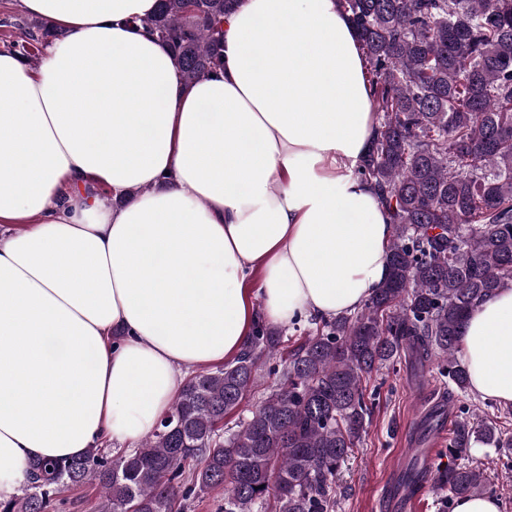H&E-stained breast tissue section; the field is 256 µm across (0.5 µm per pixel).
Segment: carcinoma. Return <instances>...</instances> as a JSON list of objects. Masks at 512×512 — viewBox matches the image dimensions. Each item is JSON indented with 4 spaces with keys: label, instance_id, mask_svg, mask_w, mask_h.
Returning a JSON list of instances; mask_svg holds the SVG:
<instances>
[{
    "label": "carcinoma",
    "instance_id": "obj_1",
    "mask_svg": "<svg viewBox=\"0 0 512 512\" xmlns=\"http://www.w3.org/2000/svg\"><path fill=\"white\" fill-rule=\"evenodd\" d=\"M238 0H159L146 32L172 50L185 81L224 69V16ZM359 38L376 129L355 174L394 224L387 280L357 311L284 345L258 320L240 353L192 376L141 447L100 448L30 467L0 512H50L66 488L100 490L99 512H185L217 488L220 512H336V475L372 407L364 383L403 355L440 360L467 392L458 353L469 311L512 287V0H339ZM56 37L24 23L6 48L34 62ZM275 377L267 382L262 367ZM261 391L236 430L224 417ZM477 443L512 450V432L459 409L453 462L438 471L440 512L494 494L472 466Z\"/></svg>",
    "mask_w": 512,
    "mask_h": 512
}]
</instances>
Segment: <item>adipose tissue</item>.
<instances>
[{
    "label": "adipose tissue",
    "mask_w": 512,
    "mask_h": 512,
    "mask_svg": "<svg viewBox=\"0 0 512 512\" xmlns=\"http://www.w3.org/2000/svg\"><path fill=\"white\" fill-rule=\"evenodd\" d=\"M64 30L0 52V500L32 463L150 433L256 317L360 308L393 226L353 174L375 128L338 0H238L224 72L186 84L138 24L158 0H19ZM459 358L512 405V289Z\"/></svg>",
    "instance_id": "ef3b65f1"
}]
</instances>
